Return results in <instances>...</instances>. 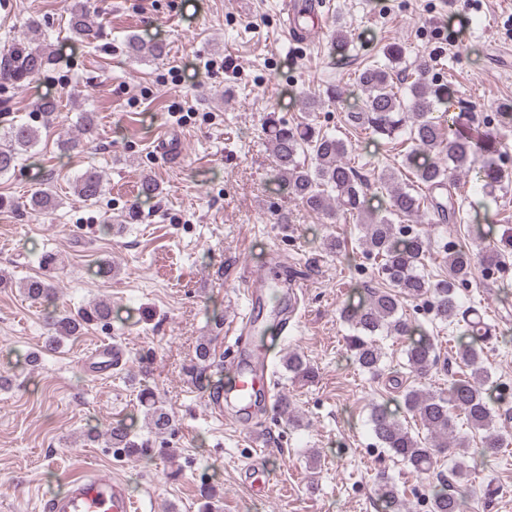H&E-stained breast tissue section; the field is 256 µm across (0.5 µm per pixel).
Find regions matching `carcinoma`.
I'll return each instance as SVG.
<instances>
[{
  "mask_svg": "<svg viewBox=\"0 0 512 512\" xmlns=\"http://www.w3.org/2000/svg\"><path fill=\"white\" fill-rule=\"evenodd\" d=\"M69 32L77 39L96 37L94 22L83 0H78L70 13ZM129 56L136 60L158 59L164 48L146 43L136 35L126 40ZM56 59L49 47L20 36L6 49L0 78L13 84H32ZM411 79L407 92H395L391 70L369 66L356 78L362 97L354 110L348 112V124L354 129L393 141L408 132L413 148L403 154L402 166L412 172L416 183L428 195L396 183L394 173H383L379 183L386 190L379 207L370 204L356 170L343 162L347 143L333 134L306 124L288 126L270 113L265 117L267 137L279 162L278 179L288 195L299 200L310 211L334 217L341 213L357 220L359 244L364 252L381 259L379 273L385 287L371 292L367 301L340 309V318L354 334L349 337L353 361L363 370L381 371L383 351L378 336H394L406 340L408 369L416 376H427L438 365L435 337L419 333L403 314L407 300L423 299L434 312L435 319L453 325L464 322V329L455 338L458 377L448 381V388L429 392L419 386L405 387L401 395L404 411L419 421L427 431L425 437L411 433L398 415L383 402L374 403L369 413L371 431L382 447L416 473H428L439 454L448 449V440L455 438L454 413L464 415L467 424L482 432L480 456L501 452L503 438L499 425L512 421V408L493 407L488 391L492 376L484 367V349L496 335L495 326L472 307L464 309L458 299V288L467 284L475 268V260L485 266L501 261L500 246L489 244L479 254L459 242L448 248V274L433 280L421 271L430 249V237L424 232L407 234L395 220H410L425 209L436 224H459L462 221L465 197L460 193L457 176L474 173L480 189L506 190L512 186V168L505 165L506 150L492 129L475 122L472 112H438L448 103L450 86L429 79L423 68L407 74ZM8 145L0 147V177L15 169L23 153L41 140V127L28 121L13 123L5 133ZM75 193L94 202L104 190L102 175L94 168L84 171L74 184ZM59 206L56 194L48 184L34 192L31 210L37 215L52 214ZM20 292L33 303L54 305L56 288L46 276H32L18 283ZM111 315L106 303L75 315L47 312L46 322L53 335L46 348L53 349L62 337L78 336L92 321H105ZM288 373L300 383L315 379L314 367L301 355L292 352L284 361ZM140 403L146 409L151 428L163 433L172 426V418L163 410L153 391L144 388ZM112 447L127 448L135 453L137 446L129 440L127 427L118 423L111 428ZM476 493L469 482L467 467L456 468V485L436 486L429 497V512H466L468 500ZM378 495L385 512H402L403 497L392 482L382 478Z\"/></svg>",
  "mask_w": 512,
  "mask_h": 512,
  "instance_id": "obj_1",
  "label": "carcinoma"
}]
</instances>
